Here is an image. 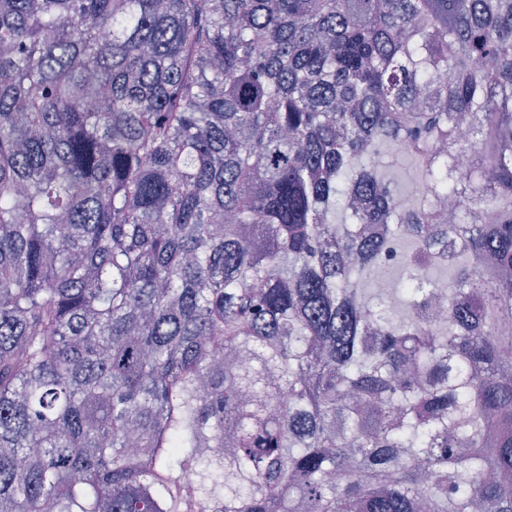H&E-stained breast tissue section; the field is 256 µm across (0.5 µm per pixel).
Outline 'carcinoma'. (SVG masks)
<instances>
[{"label": "carcinoma", "instance_id": "1", "mask_svg": "<svg viewBox=\"0 0 512 512\" xmlns=\"http://www.w3.org/2000/svg\"><path fill=\"white\" fill-rule=\"evenodd\" d=\"M0 512H512V0H0Z\"/></svg>", "mask_w": 512, "mask_h": 512}]
</instances>
